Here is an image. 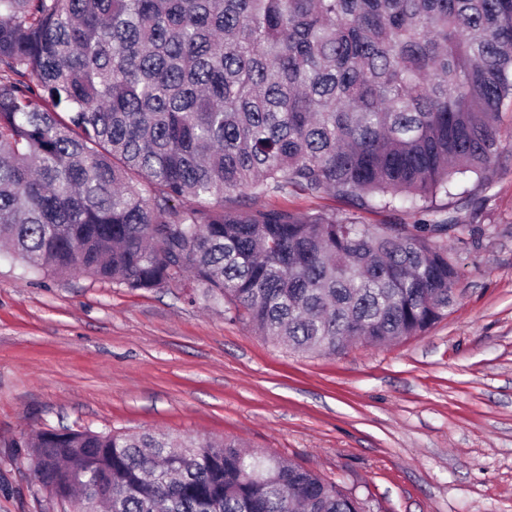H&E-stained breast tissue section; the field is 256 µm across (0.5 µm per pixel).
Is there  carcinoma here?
<instances>
[{
    "label": "carcinoma",
    "mask_w": 512,
    "mask_h": 512,
    "mask_svg": "<svg viewBox=\"0 0 512 512\" xmlns=\"http://www.w3.org/2000/svg\"><path fill=\"white\" fill-rule=\"evenodd\" d=\"M506 100L512 0H0V243L36 275L186 288L298 352L421 336L458 278L434 200L486 177ZM290 191L349 209L227 205ZM18 446L63 512H362L226 439Z\"/></svg>",
    "instance_id": "cac0c4a2"
}]
</instances>
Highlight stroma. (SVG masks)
Returning a JSON list of instances; mask_svg holds the SVG:
<instances>
[{
	"label": "stroma",
	"instance_id": "1",
	"mask_svg": "<svg viewBox=\"0 0 512 512\" xmlns=\"http://www.w3.org/2000/svg\"><path fill=\"white\" fill-rule=\"evenodd\" d=\"M458 211L456 302L425 334L291 352L186 289L44 278L0 254V512H61L21 434L233 439L364 512H512V145Z\"/></svg>",
	"mask_w": 512,
	"mask_h": 512
}]
</instances>
